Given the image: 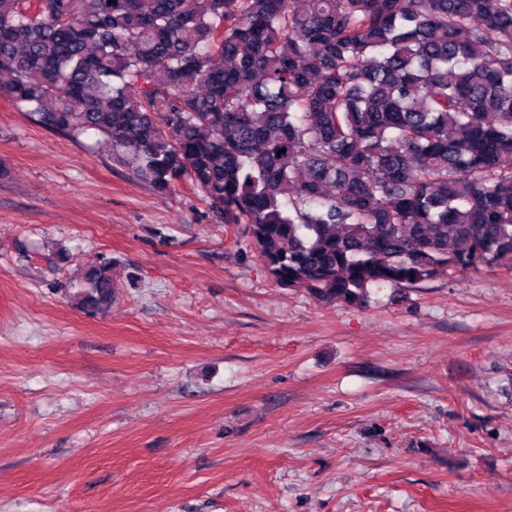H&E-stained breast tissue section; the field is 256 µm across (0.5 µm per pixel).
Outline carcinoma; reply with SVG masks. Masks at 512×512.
<instances>
[{
  "label": "carcinoma",
  "instance_id": "carcinoma-1",
  "mask_svg": "<svg viewBox=\"0 0 512 512\" xmlns=\"http://www.w3.org/2000/svg\"><path fill=\"white\" fill-rule=\"evenodd\" d=\"M0 97L325 304L512 268V0H0Z\"/></svg>",
  "mask_w": 512,
  "mask_h": 512
}]
</instances>
